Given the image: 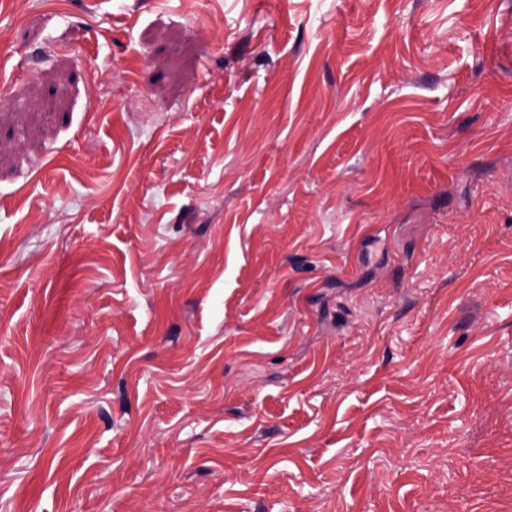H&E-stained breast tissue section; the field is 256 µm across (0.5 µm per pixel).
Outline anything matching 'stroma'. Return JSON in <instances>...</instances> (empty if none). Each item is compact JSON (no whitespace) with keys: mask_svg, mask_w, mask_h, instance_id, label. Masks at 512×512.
Masks as SVG:
<instances>
[{"mask_svg":"<svg viewBox=\"0 0 512 512\" xmlns=\"http://www.w3.org/2000/svg\"><path fill=\"white\" fill-rule=\"evenodd\" d=\"M0 512H512V0H0Z\"/></svg>","mask_w":512,"mask_h":512,"instance_id":"obj_1","label":"stroma"}]
</instances>
